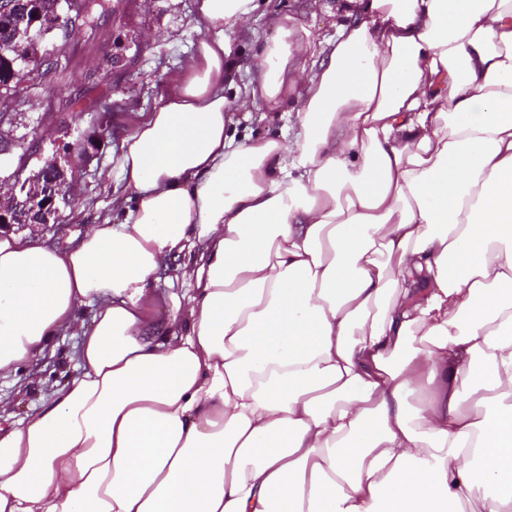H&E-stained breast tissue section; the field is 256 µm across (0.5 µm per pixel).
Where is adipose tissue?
I'll return each mask as SVG.
<instances>
[{
	"instance_id": "1",
	"label": "adipose tissue",
	"mask_w": 512,
	"mask_h": 512,
	"mask_svg": "<svg viewBox=\"0 0 512 512\" xmlns=\"http://www.w3.org/2000/svg\"><path fill=\"white\" fill-rule=\"evenodd\" d=\"M256 8L196 0L114 218L0 236V377L93 311L0 430V512H512V0H341L314 56L281 25L251 100L296 89L293 135L238 146ZM74 331L61 329L56 348L28 364L19 373L20 381L16 382L14 377L0 378L2 428L32 415L45 399L79 374L80 336H73Z\"/></svg>"
}]
</instances>
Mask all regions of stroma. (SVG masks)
<instances>
[{
    "label": "stroma",
    "mask_w": 512,
    "mask_h": 512,
    "mask_svg": "<svg viewBox=\"0 0 512 512\" xmlns=\"http://www.w3.org/2000/svg\"><path fill=\"white\" fill-rule=\"evenodd\" d=\"M124 10V20L140 34L141 45L113 75L117 91L96 84L92 76L98 59L111 52V38H103L91 49L84 36L75 37L60 55L67 65L63 77L52 82L35 79L20 101L9 137L24 141V148L0 153V173L6 175L19 160H26L32 170L56 155L62 144L93 141V148L77 162L74 203L61 209L58 223L38 229L49 243L60 247L111 214L112 201L123 189L118 164L122 138L158 105L165 92L163 75L183 67L204 34L195 14V0H124ZM335 10L336 0H258L249 29L231 33L235 82L225 87L224 94L234 112L236 141L248 136L276 137L287 124L282 110L240 103L267 43L279 34L283 16L294 17L297 28L307 30L315 45L334 34ZM105 96L112 102L111 109L97 103ZM71 100L76 101L77 112L67 110ZM105 171L111 172L110 180L102 179ZM79 346L80 339L72 329H61L54 350L33 360L19 378H0L1 427L33 414L78 375Z\"/></svg>",
    "instance_id": "obj_1"
}]
</instances>
